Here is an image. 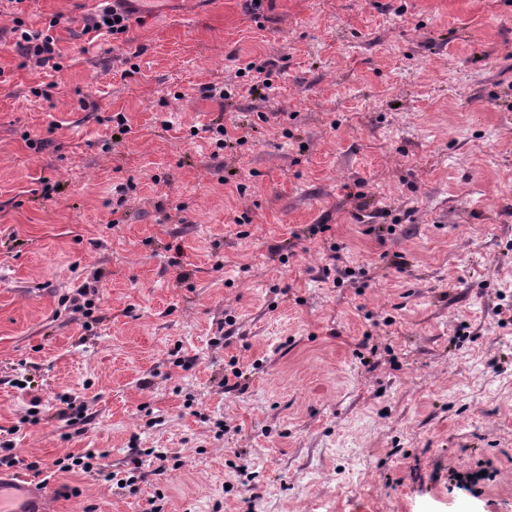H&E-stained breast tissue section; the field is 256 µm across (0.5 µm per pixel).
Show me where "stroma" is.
Instances as JSON below:
<instances>
[{"label": "stroma", "instance_id": "obj_1", "mask_svg": "<svg viewBox=\"0 0 512 512\" xmlns=\"http://www.w3.org/2000/svg\"><path fill=\"white\" fill-rule=\"evenodd\" d=\"M94 10L0 0L15 474L51 512H512V0ZM87 452L111 481L51 473ZM127 12V10L121 11L114 6L106 8L92 19L91 25L86 26L85 30L86 32H99V34L107 33L112 35V39H118L120 35L126 33L129 27ZM107 20H111V24H108ZM13 28L14 33L17 35L16 46L21 49L25 55L34 57L36 63L43 65L48 63L50 60L57 57H61L60 52H56L55 39L48 32H31L25 30L20 25V22H16Z\"/></svg>", "mask_w": 512, "mask_h": 512}]
</instances>
